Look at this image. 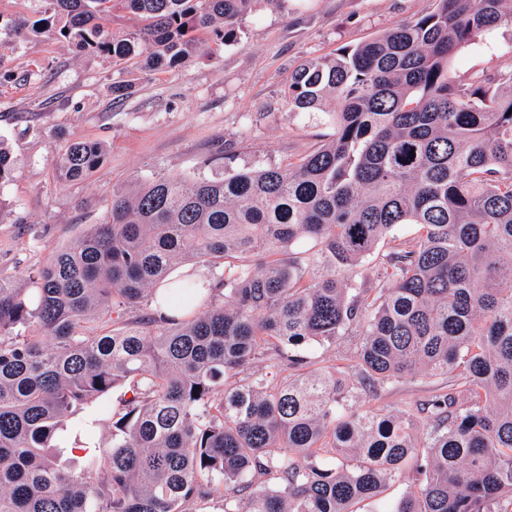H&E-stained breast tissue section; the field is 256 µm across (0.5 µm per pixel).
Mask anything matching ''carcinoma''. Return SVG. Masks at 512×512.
<instances>
[{"label":"carcinoma","instance_id":"obj_1","mask_svg":"<svg viewBox=\"0 0 512 512\" xmlns=\"http://www.w3.org/2000/svg\"><path fill=\"white\" fill-rule=\"evenodd\" d=\"M256 0H47L17 33L148 71L236 40ZM125 11L132 28L114 32ZM512 0H438L374 38L312 57L288 89L331 132L295 162L112 191L102 223L19 284L0 279V512H512V67L467 83L453 53ZM105 145L56 161L87 179ZM0 145V185L12 180ZM401 224L418 234L363 267ZM214 278H174L183 263ZM357 336L370 393L444 379L411 415L357 410L336 368L303 355ZM286 372L272 384L258 364ZM116 388L112 415L88 409ZM111 423L80 467L68 433Z\"/></svg>","mask_w":512,"mask_h":512}]
</instances>
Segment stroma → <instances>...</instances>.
<instances>
[{"label":"stroma","mask_w":512,"mask_h":512,"mask_svg":"<svg viewBox=\"0 0 512 512\" xmlns=\"http://www.w3.org/2000/svg\"><path fill=\"white\" fill-rule=\"evenodd\" d=\"M46 0H0V144L14 176L0 187V278L22 280L51 251L99 223L113 191L170 175L224 177L242 168L296 160L328 128L320 112L291 108L292 73L434 10L436 0H256L238 41L200 51L173 69L144 73L98 51L75 50L51 36H16L42 16ZM512 28L463 46L451 69L469 81L502 63ZM125 88L123 96L113 85ZM70 141L106 145L89 179L64 183L55 162ZM218 166L205 160L219 149ZM440 383L422 374L380 390L358 391L355 408L388 406L426 419L417 407Z\"/></svg>","instance_id":"1"}]
</instances>
